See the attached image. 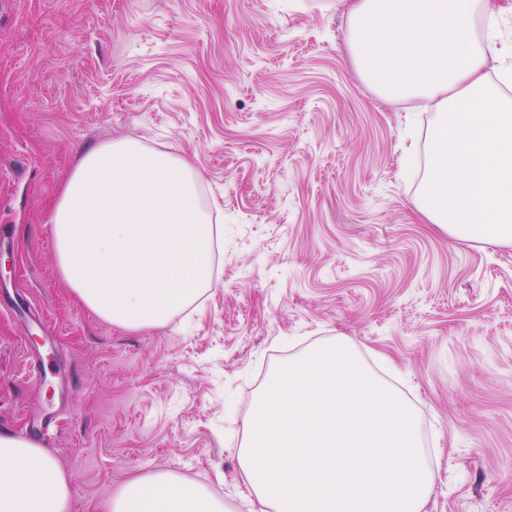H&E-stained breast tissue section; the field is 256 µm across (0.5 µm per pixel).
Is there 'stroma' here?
<instances>
[{
    "label": "stroma",
    "mask_w": 512,
    "mask_h": 512,
    "mask_svg": "<svg viewBox=\"0 0 512 512\" xmlns=\"http://www.w3.org/2000/svg\"><path fill=\"white\" fill-rule=\"evenodd\" d=\"M347 0H0V295L58 331L69 402L48 446L71 512L157 472L256 512L239 466L263 383L347 337L430 433L424 512H512V247L427 223L406 151L440 118L384 101ZM131 136L188 161L224 226L211 288L164 326L99 318L50 216L77 158ZM24 317L0 312V433L36 405Z\"/></svg>",
    "instance_id": "obj_1"
}]
</instances>
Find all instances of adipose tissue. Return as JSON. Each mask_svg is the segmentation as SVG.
Here are the masks:
<instances>
[{
	"label": "adipose tissue",
	"mask_w": 512,
	"mask_h": 512,
	"mask_svg": "<svg viewBox=\"0 0 512 512\" xmlns=\"http://www.w3.org/2000/svg\"><path fill=\"white\" fill-rule=\"evenodd\" d=\"M491 0H354L348 46L386 97L441 112L415 207L459 239L512 246V96L488 80L471 34ZM185 160L134 139L84 152L51 214L58 268L78 300L124 329L159 326L212 284L215 229ZM67 474L44 448L0 434V512H70ZM104 512H223L201 487L158 472Z\"/></svg>",
	"instance_id": "adipose-tissue-1"
}]
</instances>
